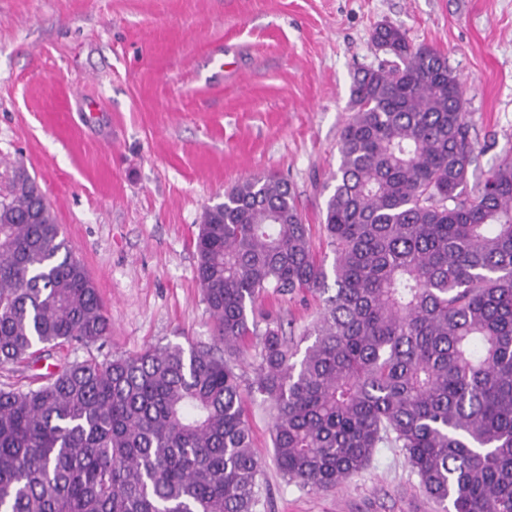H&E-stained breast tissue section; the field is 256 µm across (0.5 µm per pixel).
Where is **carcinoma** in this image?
Wrapping results in <instances>:
<instances>
[{
    "label": "carcinoma",
    "instance_id": "1",
    "mask_svg": "<svg viewBox=\"0 0 512 512\" xmlns=\"http://www.w3.org/2000/svg\"><path fill=\"white\" fill-rule=\"evenodd\" d=\"M393 64L357 72L311 246L288 182L256 174L206 209L196 279L224 344L65 360L0 383V512H254L245 396L271 408L290 482L331 491L398 448L441 512H512V158L473 194L476 150L448 58L383 24ZM335 293L301 358L257 306ZM111 330L38 183L0 190V364ZM260 351L242 384L233 360Z\"/></svg>",
    "mask_w": 512,
    "mask_h": 512
}]
</instances>
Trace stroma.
I'll list each match as a JSON object with an SVG mask.
<instances>
[{"instance_id": "35a3bbf8", "label": "stroma", "mask_w": 512, "mask_h": 512, "mask_svg": "<svg viewBox=\"0 0 512 512\" xmlns=\"http://www.w3.org/2000/svg\"><path fill=\"white\" fill-rule=\"evenodd\" d=\"M383 23L443 53L461 80L477 185L512 154V0H0V179L18 164L36 174L112 319L92 349L0 368V381L89 353L216 345L193 241L205 210L251 175L288 180L326 253L350 87L384 59L371 40ZM262 305L297 343L325 302L300 292ZM247 415L254 512H435L395 448L331 492L287 481L262 396Z\"/></svg>"}]
</instances>
